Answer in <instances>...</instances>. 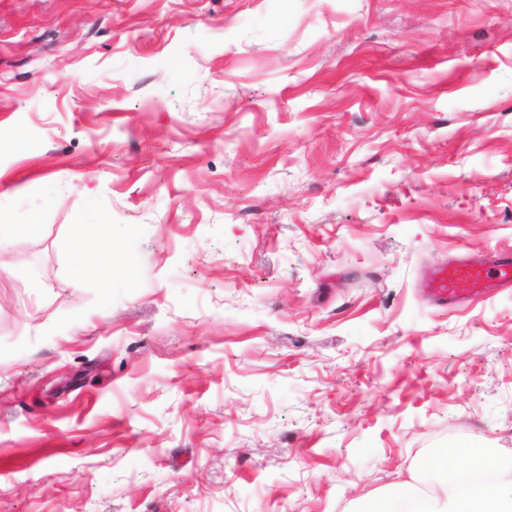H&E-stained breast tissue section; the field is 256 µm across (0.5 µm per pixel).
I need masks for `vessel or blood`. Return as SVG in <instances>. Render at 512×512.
<instances>
[{
  "instance_id": "obj_1",
  "label": "vessel or blood",
  "mask_w": 512,
  "mask_h": 512,
  "mask_svg": "<svg viewBox=\"0 0 512 512\" xmlns=\"http://www.w3.org/2000/svg\"><path fill=\"white\" fill-rule=\"evenodd\" d=\"M496 285H512L511 253H495L485 264L462 259L434 267L426 275L429 296L448 306L486 295Z\"/></svg>"
}]
</instances>
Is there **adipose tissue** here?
I'll list each match as a JSON object with an SVG mask.
<instances>
[{
  "mask_svg": "<svg viewBox=\"0 0 512 512\" xmlns=\"http://www.w3.org/2000/svg\"><path fill=\"white\" fill-rule=\"evenodd\" d=\"M368 512H512V457L452 445Z\"/></svg>",
  "mask_w": 512,
  "mask_h": 512,
  "instance_id": "ef3b65f1",
  "label": "adipose tissue"
}]
</instances>
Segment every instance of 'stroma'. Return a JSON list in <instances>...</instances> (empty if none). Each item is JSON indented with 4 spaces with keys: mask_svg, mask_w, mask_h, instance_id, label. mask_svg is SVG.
<instances>
[{
    "mask_svg": "<svg viewBox=\"0 0 512 512\" xmlns=\"http://www.w3.org/2000/svg\"><path fill=\"white\" fill-rule=\"evenodd\" d=\"M0 512H350L512 455V0H0ZM112 240L74 275L59 242ZM114 262L119 280L98 271ZM40 226L36 215H33L27 223H15L0 210V251L16 239L34 233ZM510 285L512 254L505 252L495 253L488 264L462 259L448 266H436L426 275L429 296L448 308L486 295L494 287Z\"/></svg>",
    "mask_w": 512,
    "mask_h": 512,
    "instance_id": "35a3bbf8",
    "label": "stroma"
}]
</instances>
